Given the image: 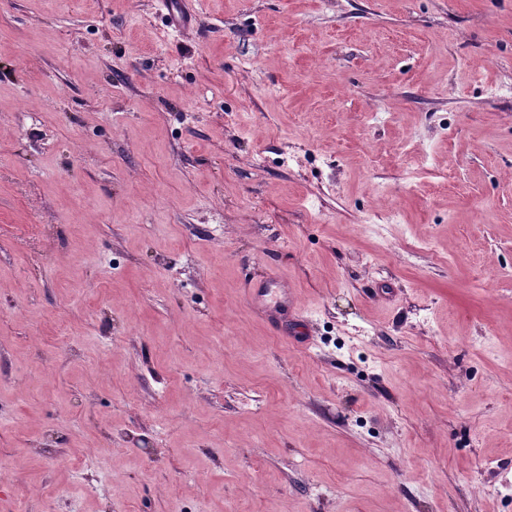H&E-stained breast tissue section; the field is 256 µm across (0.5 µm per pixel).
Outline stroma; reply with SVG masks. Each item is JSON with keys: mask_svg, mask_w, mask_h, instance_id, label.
<instances>
[{"mask_svg": "<svg viewBox=\"0 0 512 512\" xmlns=\"http://www.w3.org/2000/svg\"><path fill=\"white\" fill-rule=\"evenodd\" d=\"M193 5L0 0V512H512V0ZM187 0H160L159 5L170 19V26L175 30L184 31L194 26L191 12L185 7ZM286 282L280 275L268 276L259 283L247 284V302L249 305L257 307L260 301H269L268 316L281 323L282 318L288 316L292 309L298 313L292 306V288L288 282V288H285ZM275 288V289H274Z\"/></svg>", "mask_w": 512, "mask_h": 512, "instance_id": "35a3bbf8", "label": "stroma"}]
</instances>
